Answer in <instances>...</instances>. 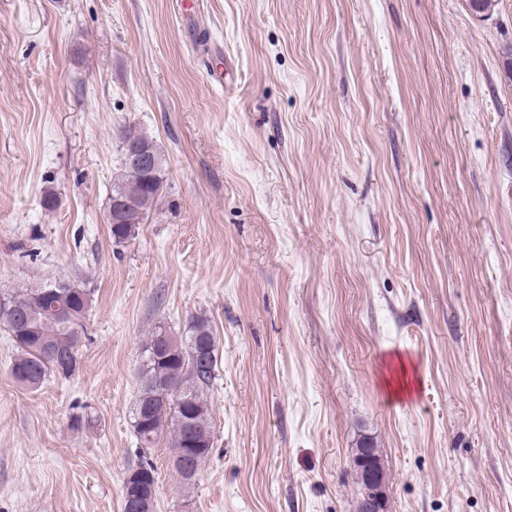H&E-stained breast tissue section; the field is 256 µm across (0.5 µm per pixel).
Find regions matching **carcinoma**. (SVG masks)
Masks as SVG:
<instances>
[{
	"label": "carcinoma",
	"mask_w": 512,
	"mask_h": 512,
	"mask_svg": "<svg viewBox=\"0 0 512 512\" xmlns=\"http://www.w3.org/2000/svg\"><path fill=\"white\" fill-rule=\"evenodd\" d=\"M122 139L148 148L155 160V174L128 164L121 167L110 201L120 200L136 215L148 216L158 201L163 184L164 155L155 141L131 127L121 131ZM70 307L73 320L56 319V307ZM92 306L91 292L67 280H50L17 291L0 301V325L12 337L19 354L11 373L23 386L39 389L51 376L69 378L77 369L78 351L86 332V318ZM200 342L211 349V359L200 368L193 351ZM217 345L208 320H190L187 334L172 335L159 324L144 341L143 366L138 395L132 408V424L138 444L152 448L168 433L171 453L180 448L197 452L181 466L174 465L186 484L195 482L192 471L201 469L214 446V430L208 392L214 388ZM359 447L368 449L365 466L357 467L360 482L374 476L385 490V474L375 445L365 439ZM157 485L156 469L149 461L129 471L123 486V512H154L155 497L148 488Z\"/></svg>",
	"instance_id": "carcinoma-1"
}]
</instances>
